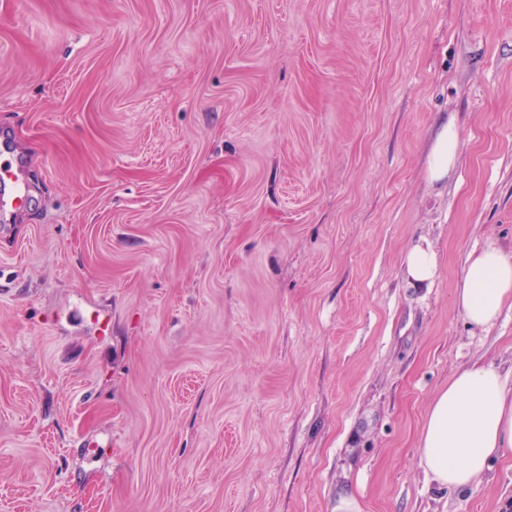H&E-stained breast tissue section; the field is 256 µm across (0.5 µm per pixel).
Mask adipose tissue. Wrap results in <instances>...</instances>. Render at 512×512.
<instances>
[{
  "instance_id": "1",
  "label": "adipose tissue",
  "mask_w": 512,
  "mask_h": 512,
  "mask_svg": "<svg viewBox=\"0 0 512 512\" xmlns=\"http://www.w3.org/2000/svg\"><path fill=\"white\" fill-rule=\"evenodd\" d=\"M458 145L455 124H442L429 154L431 181L453 169ZM511 300L512 256L487 245L471 256L454 302L470 325L486 329ZM418 452L425 474L439 486L461 489L482 480L492 459L512 455V381L491 363L460 368L437 393Z\"/></svg>"
}]
</instances>
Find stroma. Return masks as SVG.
Instances as JSON below:
<instances>
[{
    "instance_id": "stroma-1",
    "label": "stroma",
    "mask_w": 512,
    "mask_h": 512,
    "mask_svg": "<svg viewBox=\"0 0 512 512\" xmlns=\"http://www.w3.org/2000/svg\"><path fill=\"white\" fill-rule=\"evenodd\" d=\"M2 133L0 512H512L418 455L512 369L452 300L512 254V0H0ZM459 136L455 124L447 121L435 134L428 160L429 178L439 182L448 176L457 159ZM20 171L19 161L0 164V218L16 211V207L20 206L25 198H29L21 185ZM407 274L414 286L431 284L437 263L434 253L428 247L415 246L406 256Z\"/></svg>"
}]
</instances>
